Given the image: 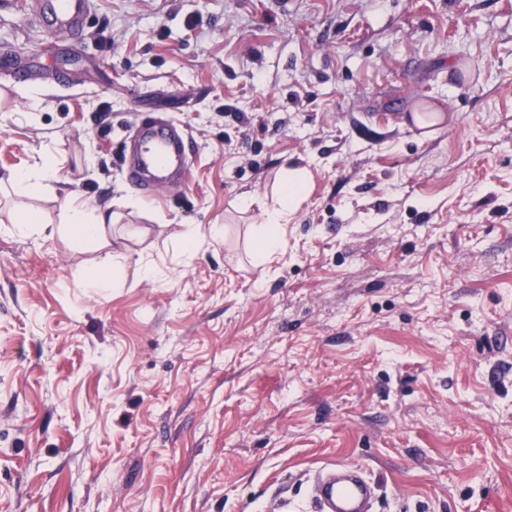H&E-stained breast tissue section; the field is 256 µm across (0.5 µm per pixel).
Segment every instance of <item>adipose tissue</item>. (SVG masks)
Masks as SVG:
<instances>
[{
  "instance_id": "obj_1",
  "label": "adipose tissue",
  "mask_w": 512,
  "mask_h": 512,
  "mask_svg": "<svg viewBox=\"0 0 512 512\" xmlns=\"http://www.w3.org/2000/svg\"><path fill=\"white\" fill-rule=\"evenodd\" d=\"M310 178L307 168H288L280 186L278 206L267 209L262 223L253 225V246L262 258H270L281 248L283 226L305 197ZM55 179V168L46 160L31 169L0 176V193L18 199L38 198L51 190ZM63 214L62 231L99 248L108 245L110 226L106 209L89 199L69 197L63 205Z\"/></svg>"
}]
</instances>
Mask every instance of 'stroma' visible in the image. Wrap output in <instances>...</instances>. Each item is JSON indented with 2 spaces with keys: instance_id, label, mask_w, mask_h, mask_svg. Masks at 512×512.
<instances>
[{
  "instance_id": "stroma-1",
  "label": "stroma",
  "mask_w": 512,
  "mask_h": 512,
  "mask_svg": "<svg viewBox=\"0 0 512 512\" xmlns=\"http://www.w3.org/2000/svg\"><path fill=\"white\" fill-rule=\"evenodd\" d=\"M38 2L0 0V175L51 158L127 261L97 287L107 249L0 210V512H272L337 464L380 512H512V0H91L52 44ZM160 113L189 176L151 194ZM124 161L132 185L160 192L189 172L185 133L168 121H144L135 129ZM279 191V206L267 209L262 224L252 225V242L257 253L270 258L282 247V230L288 217L305 197L311 174L305 167H288Z\"/></svg>"
}]
</instances>
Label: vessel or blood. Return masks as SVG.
Returning a JSON list of instances; mask_svg holds the SVG:
<instances>
[{"instance_id": "obj_1", "label": "vessel or blood", "mask_w": 512, "mask_h": 512, "mask_svg": "<svg viewBox=\"0 0 512 512\" xmlns=\"http://www.w3.org/2000/svg\"><path fill=\"white\" fill-rule=\"evenodd\" d=\"M89 0H44L42 17L48 33L81 32ZM132 185L162 191L169 182L186 178L189 160L182 129L171 122L148 120L137 126L124 158ZM376 486L358 467L339 465L315 478L310 495L311 512H372Z\"/></svg>"}]
</instances>
